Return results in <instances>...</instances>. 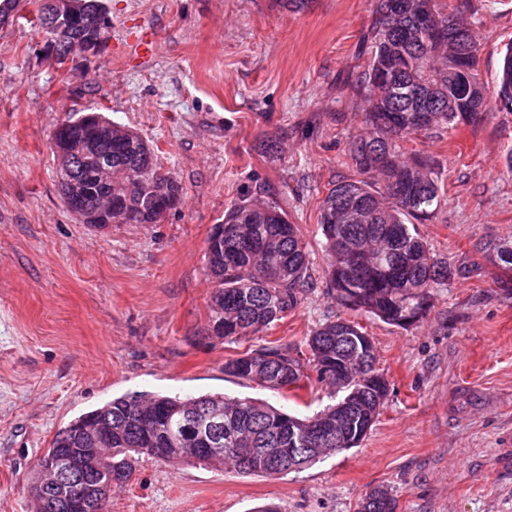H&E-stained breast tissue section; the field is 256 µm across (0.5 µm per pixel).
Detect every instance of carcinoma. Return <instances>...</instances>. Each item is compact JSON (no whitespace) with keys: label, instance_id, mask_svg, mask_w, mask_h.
I'll list each match as a JSON object with an SVG mask.
<instances>
[{"label":"carcinoma","instance_id":"carcinoma-1","mask_svg":"<svg viewBox=\"0 0 512 512\" xmlns=\"http://www.w3.org/2000/svg\"><path fill=\"white\" fill-rule=\"evenodd\" d=\"M100 0H69L70 26L57 39L43 28L50 54L64 64L73 43L106 36L109 21L88 26ZM433 16L446 36L470 54L469 73L437 64L422 30V13ZM453 16L442 0H376L371 25L373 54L354 84L364 103L369 130L349 144L358 177L333 185L320 204L319 224L328 258L327 287L341 306L397 327L420 322L433 288L467 275L466 268L433 254L417 232L440 204L442 188L435 161L419 156L403 161L394 142L478 121L483 113L463 112L455 84L465 80L486 90L478 69V47L466 32L448 25ZM494 102L512 110V45L503 56ZM68 153L60 162L59 187L80 182L85 205L97 224H156L159 200L179 201L183 187L162 170L152 149L134 132L102 118L99 124L64 130ZM224 237H208L207 270L216 283L210 299V331L233 342L257 335L283 320L313 284L306 245L278 202L260 190L224 210ZM501 268L512 271V250L499 243ZM370 339L357 322L328 319L303 342L259 346L224 362V372L299 397L317 381L346 391L311 417L289 414L244 397L126 394L70 421L56 433L47 453L76 448L72 427L104 420L112 425L107 464L90 473L89 485L130 481L134 463L148 448H161L163 463L198 462L229 467L248 476L273 477L291 470L288 459L305 469L349 443L379 416L389 382L375 361L363 357ZM207 412L223 421L216 440L192 415ZM398 501L377 487L358 512H397Z\"/></svg>","mask_w":512,"mask_h":512}]
</instances>
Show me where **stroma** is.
I'll list each match as a JSON object with an SVG mask.
<instances>
[{
    "mask_svg": "<svg viewBox=\"0 0 512 512\" xmlns=\"http://www.w3.org/2000/svg\"><path fill=\"white\" fill-rule=\"evenodd\" d=\"M473 29L495 90L512 42V0H445ZM101 50L50 64L18 4L0 26V512H31L32 470L57 431L112 398L148 392L251 397L310 416L317 385L287 393L224 373L227 359L297 344L341 315L372 337L390 383L358 447L300 472L244 477L140 458L105 512H357L391 488L398 512H512V271L480 243H512V111L489 106L440 137L398 142L436 160L443 199L419 234L465 279L432 290L422 323L395 327L340 307L323 278L318 224L329 188L354 170L366 131L352 84L368 63L374 0H105ZM79 110L136 132L184 188L159 224L99 231L64 206L55 127ZM276 139L263 156L256 144ZM263 185L298 224L315 283L259 335L209 330L206 241L224 210Z\"/></svg>",
    "mask_w": 512,
    "mask_h": 512,
    "instance_id": "35a3bbf8",
    "label": "stroma"
}]
</instances>
